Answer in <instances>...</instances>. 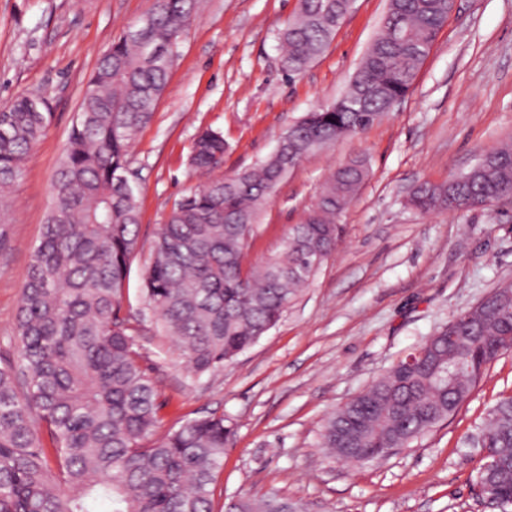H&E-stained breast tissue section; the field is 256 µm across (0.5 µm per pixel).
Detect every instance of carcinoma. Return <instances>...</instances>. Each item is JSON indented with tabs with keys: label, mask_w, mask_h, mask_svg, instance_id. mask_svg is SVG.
<instances>
[{
	"label": "carcinoma",
	"mask_w": 512,
	"mask_h": 512,
	"mask_svg": "<svg viewBox=\"0 0 512 512\" xmlns=\"http://www.w3.org/2000/svg\"><path fill=\"white\" fill-rule=\"evenodd\" d=\"M194 0H157L134 38L112 43L90 77L52 182V207L33 252L17 314L18 357L0 367V512H212V485L233 435L214 413L157 436V387L141 365L139 319L121 301L137 252L138 190L129 150L150 122L170 63L149 65L146 46L168 48L189 24ZM452 11L450 0H388L381 32L343 94L285 130L254 166L220 173L227 143L207 128L191 166L209 174L159 225L142 270L144 309L201 377L233 362L273 328L335 253L340 214L369 170L352 160L334 171L282 248L244 258L260 215L307 155L365 132L402 100ZM348 0H300L279 33L283 69L302 72L330 45ZM20 96L0 111V208L51 113ZM512 189V140L466 173L424 182L408 204L432 212L448 196L464 210ZM455 317L452 349L440 328L367 389L335 409L321 430L333 457L371 462L406 448L449 420L486 367L512 353V282ZM46 432L51 447L44 446ZM488 455L476 483L492 512H512V396L481 429ZM277 495L231 498L224 512H298Z\"/></svg>",
	"instance_id": "cac0c4a2"
}]
</instances>
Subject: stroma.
Instances as JSON below:
<instances>
[{
    "mask_svg": "<svg viewBox=\"0 0 512 512\" xmlns=\"http://www.w3.org/2000/svg\"><path fill=\"white\" fill-rule=\"evenodd\" d=\"M153 0H0V110L43 94L51 121L0 212V365L16 360V316L63 148L99 59ZM299 0H196L166 90L130 149L139 190L138 250L122 310L142 308L141 271L175 202L202 177L188 156L221 130L230 175L270 154L279 136L338 98L379 33L387 0H354L341 28L300 75L280 63L278 33ZM512 139V0H457L401 103L364 133L306 156L266 206L248 263L276 251L340 165L370 175L341 214L335 255L275 327L220 371L192 378L172 342L145 321L138 338L159 393L161 432L214 412L234 426L212 496L272 493L307 512H486L473 437L512 396V354L489 365L447 422L370 463L328 457L325 418L500 282L512 280V204L464 214L407 204L423 182L467 171Z\"/></svg>",
    "mask_w": 512,
    "mask_h": 512,
    "instance_id": "obj_1",
    "label": "stroma"
}]
</instances>
